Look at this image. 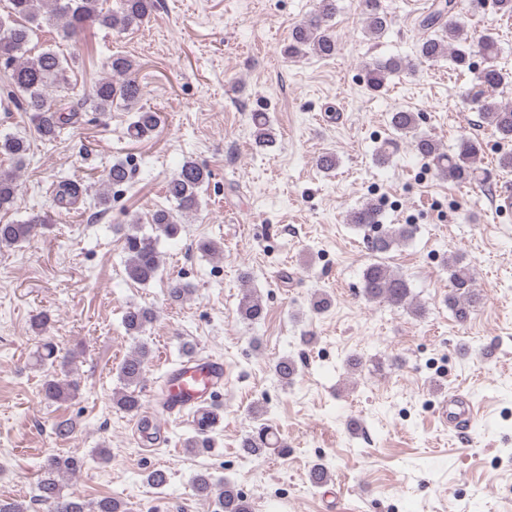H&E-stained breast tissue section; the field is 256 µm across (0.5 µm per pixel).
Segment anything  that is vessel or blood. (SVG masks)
I'll list each match as a JSON object with an SVG mask.
<instances>
[{"instance_id": "b4317fda", "label": "vessel or blood", "mask_w": 512, "mask_h": 512, "mask_svg": "<svg viewBox=\"0 0 512 512\" xmlns=\"http://www.w3.org/2000/svg\"><path fill=\"white\" fill-rule=\"evenodd\" d=\"M170 396L167 402L157 405L158 414L173 416L197 412L212 404L213 398L224 387V365L212 359L189 356L180 368L168 378ZM442 415L449 423L468 426L473 416L469 402L445 397L439 404Z\"/></svg>"}]
</instances>
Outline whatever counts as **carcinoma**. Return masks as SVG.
Returning <instances> with one entry per match:
<instances>
[{"instance_id": "carcinoma-1", "label": "carcinoma", "mask_w": 512, "mask_h": 512, "mask_svg": "<svg viewBox=\"0 0 512 512\" xmlns=\"http://www.w3.org/2000/svg\"><path fill=\"white\" fill-rule=\"evenodd\" d=\"M366 17L367 31L380 37L387 28V15L381 0H361ZM156 0H117L116 7L104 9L100 0H8L6 15H0V62L11 70L14 87L22 93L19 110L30 113L35 133L44 141L51 142L62 126L72 123L77 111L72 108V86L68 75V60L52 48L33 54L28 48L32 36L40 28L47 26L58 36L72 44L79 41L84 25L94 23L101 28L125 32L140 27L154 12ZM456 8V0H439L434 9L421 19V26L433 30V35L425 38L418 47L417 58L422 62L448 58L455 68L471 69V57L479 52L485 60V67L478 72L481 85L490 88L474 98V104L482 118L500 138L512 141V106L501 104L492 98L508 78L497 64L499 48L490 35H483L472 47L463 37L459 26L443 25L444 15ZM337 0H317L316 7L306 19L296 24L288 37L284 54L297 57L312 52L320 57H330L336 53V39L327 27V21L336 14ZM412 67L403 58H390L384 62H374L365 66V81L372 90L383 87L387 76ZM108 76L94 82L86 91L84 99L90 101L98 112H109L114 106L136 110L135 120L129 131L134 136L144 134L158 123L157 113L136 108L141 98V88L134 77L133 61L122 55L112 56L106 65ZM254 142L259 147H270L275 141L270 119L264 112H255L251 117ZM421 117L413 112L392 113L390 124L394 132L403 136L412 135L417 153L432 158L441 175L456 183L482 180L483 171L476 167L481 152L480 143L471 138L460 141L457 151L448 154L440 151L438 143L430 136L416 133ZM30 149L25 137L8 136L0 139V157L13 164L9 170L0 169V210L12 206L17 190L18 172ZM209 172L194 160L184 161L178 172L165 185L166 196L176 203L175 210L159 208L147 216V223L154 226L159 234L168 239L177 238L182 232V219L198 211L199 191ZM129 171L122 163H115L108 171L103 187L116 188L127 184ZM82 194L81 184L62 181L56 187V197L61 205H72ZM378 210L365 204L349 214L350 223L359 229H370L372 251L376 255L388 253L393 247L409 240L414 229L408 224H391L384 228L378 223ZM123 233V249L127 255L126 274L138 284H147L156 279L161 270L160 256L156 248L157 239L139 233L137 224ZM50 220L34 215L21 223L0 224V247L18 246L26 242L39 224ZM450 292L446 302L459 322H465L482 301L478 289L474 288V277L469 264L463 258H454L448 267ZM362 294L369 302L387 303L414 316L424 314L423 305L412 294L408 281L394 273L381 261L366 267L362 277ZM239 313L252 322L264 316L261 300L250 290H245L239 300ZM155 312L146 306H131L124 312L122 323L131 336L140 335L153 322ZM150 349L139 345L118 367V379L122 388L112 396V404L119 410L137 414L142 401L138 392L144 371L150 357ZM36 362L40 365L59 360L56 347L46 342L37 352ZM275 375L283 382L291 381L296 374L295 362L283 357L274 365ZM79 390L75 380L62 379L53 374L42 386L44 399L48 402L72 400ZM220 420L218 412L213 416H203L197 424V436L187 441V448H209V433ZM242 457L257 458L269 452L282 457L288 455V445L281 441L273 428L259 423L241 443ZM84 465V459L76 454L52 456L43 464L36 485L37 497L48 506L49 512H126L122 501L113 497H103L86 502L80 498L64 494L61 477L73 474ZM196 493L212 501L213 512H252L250 502L229 481L220 483L204 471L193 478Z\"/></svg>"}]
</instances>
